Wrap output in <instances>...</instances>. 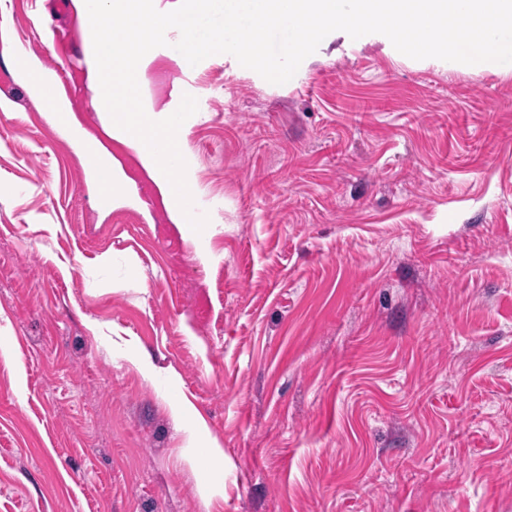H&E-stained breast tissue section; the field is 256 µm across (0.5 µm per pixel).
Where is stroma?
Listing matches in <instances>:
<instances>
[{"label":"stroma","instance_id":"stroma-1","mask_svg":"<svg viewBox=\"0 0 512 512\" xmlns=\"http://www.w3.org/2000/svg\"><path fill=\"white\" fill-rule=\"evenodd\" d=\"M91 41L73 0H0V512H512V64L375 33L283 85L158 55L145 94L197 99L194 188L222 203L202 250L102 134ZM19 50L71 61L131 180L110 208Z\"/></svg>","mask_w":512,"mask_h":512}]
</instances>
